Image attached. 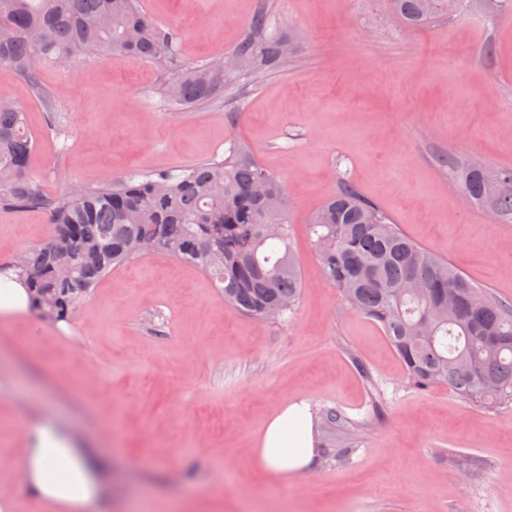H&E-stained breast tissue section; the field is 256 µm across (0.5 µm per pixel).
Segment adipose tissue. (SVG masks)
<instances>
[{
    "label": "adipose tissue",
    "instance_id": "1",
    "mask_svg": "<svg viewBox=\"0 0 512 512\" xmlns=\"http://www.w3.org/2000/svg\"><path fill=\"white\" fill-rule=\"evenodd\" d=\"M253 453L261 469L275 477L308 467L317 454L309 404L283 405L268 420ZM19 461L21 481L50 512H97L103 464L64 428L47 422L27 425Z\"/></svg>",
    "mask_w": 512,
    "mask_h": 512
}]
</instances>
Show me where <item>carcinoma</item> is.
I'll return each instance as SVG.
<instances>
[{
	"label": "carcinoma",
	"mask_w": 512,
	"mask_h": 512,
	"mask_svg": "<svg viewBox=\"0 0 512 512\" xmlns=\"http://www.w3.org/2000/svg\"><path fill=\"white\" fill-rule=\"evenodd\" d=\"M409 29L448 14V0H389ZM285 36L257 9L225 60L247 78L287 63ZM181 33L158 30L139 0H0V65L41 95L39 74L75 59L118 55L176 65ZM173 106L224 96V73L208 64L179 68L163 88ZM35 141L25 114L0 98V209L41 210L54 226L45 243L15 261L31 308L68 322L112 270L153 253L208 275L224 304L253 318L281 306L287 321L301 300L302 276L290 238L284 186L233 136L224 159L157 173L70 184L46 195L27 170ZM471 200L512 215V169L494 178L448 154ZM324 280L352 310L377 322L419 389L444 385L485 407L512 405V304L474 285L447 260L418 245L349 184L310 219Z\"/></svg>",
	"instance_id": "carcinoma-1"
}]
</instances>
